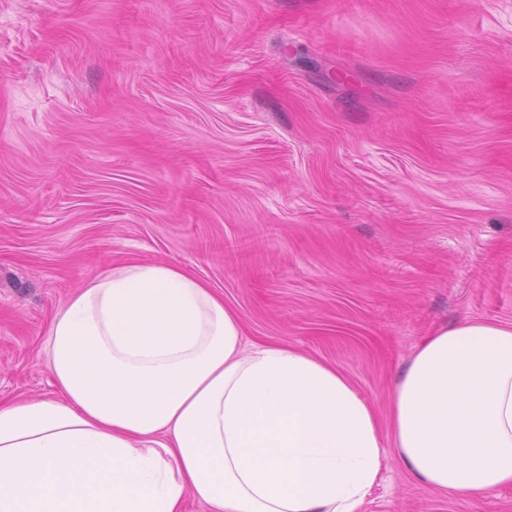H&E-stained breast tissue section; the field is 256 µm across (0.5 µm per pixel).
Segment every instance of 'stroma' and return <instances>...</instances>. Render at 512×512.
<instances>
[{
	"label": "stroma",
	"instance_id": "obj_1",
	"mask_svg": "<svg viewBox=\"0 0 512 512\" xmlns=\"http://www.w3.org/2000/svg\"><path fill=\"white\" fill-rule=\"evenodd\" d=\"M187 269L250 343L388 423L417 347L512 323V0H0V400L129 262ZM365 512H512L387 448Z\"/></svg>",
	"mask_w": 512,
	"mask_h": 512
}]
</instances>
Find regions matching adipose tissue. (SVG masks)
Here are the masks:
<instances>
[{"instance_id":"adipose-tissue-1","label":"adipose tissue","mask_w":512,"mask_h":512,"mask_svg":"<svg viewBox=\"0 0 512 512\" xmlns=\"http://www.w3.org/2000/svg\"><path fill=\"white\" fill-rule=\"evenodd\" d=\"M243 338L183 268L99 275L50 321L55 396L0 401V512H361L389 446L434 491L512 485V324L428 337L386 437L336 367Z\"/></svg>"}]
</instances>
